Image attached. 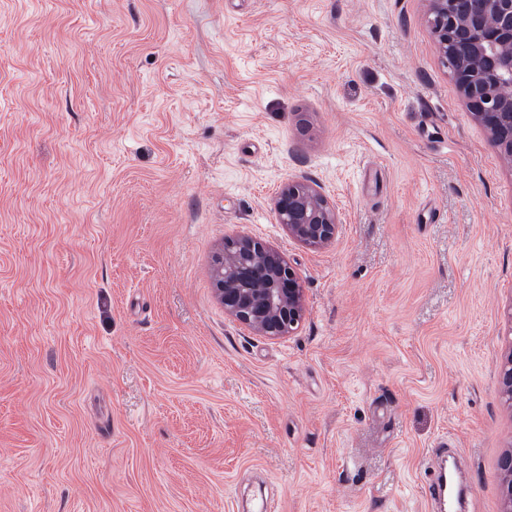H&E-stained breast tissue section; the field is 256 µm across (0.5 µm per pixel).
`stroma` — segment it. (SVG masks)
Listing matches in <instances>:
<instances>
[{
	"label": "stroma",
	"mask_w": 512,
	"mask_h": 512,
	"mask_svg": "<svg viewBox=\"0 0 512 512\" xmlns=\"http://www.w3.org/2000/svg\"><path fill=\"white\" fill-rule=\"evenodd\" d=\"M426 0H0V512H501L512 168ZM291 178L337 204L312 249ZM270 244L293 335L224 313ZM274 210L289 236L311 248L330 244L340 224L336 204L320 185L307 180L284 182L275 196ZM213 275L225 315L253 334L279 338L299 328L304 290L297 271L275 248L245 236L226 239Z\"/></svg>",
	"instance_id": "35a3bbf8"
}]
</instances>
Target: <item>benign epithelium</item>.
Listing matches in <instances>:
<instances>
[{
  "mask_svg": "<svg viewBox=\"0 0 512 512\" xmlns=\"http://www.w3.org/2000/svg\"><path fill=\"white\" fill-rule=\"evenodd\" d=\"M427 23L441 58L456 47L452 76L472 121L512 167V0H427ZM278 223L296 241L320 248L340 224L336 204L307 180L284 182L274 199ZM224 313L257 336L293 334L306 313L299 275L275 248L240 236L224 242L213 270ZM499 385L512 404V340L499 367ZM502 512H512V448L498 461Z\"/></svg>",
  "mask_w": 512,
  "mask_h": 512,
  "instance_id": "1",
  "label": "benign epithelium"
}]
</instances>
